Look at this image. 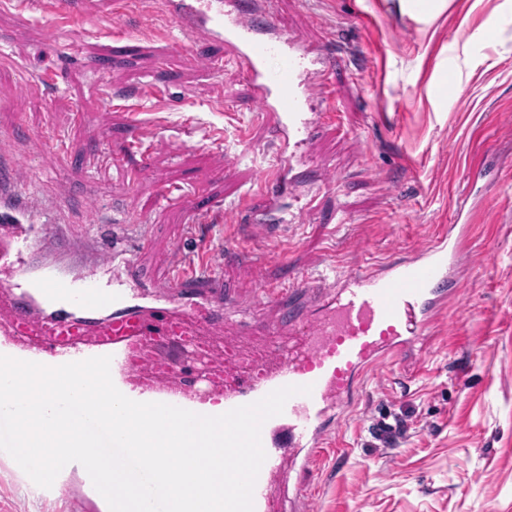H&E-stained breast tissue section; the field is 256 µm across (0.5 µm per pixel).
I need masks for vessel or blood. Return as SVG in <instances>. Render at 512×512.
Instances as JSON below:
<instances>
[{
    "instance_id": "b4317fda",
    "label": "vessel or blood",
    "mask_w": 512,
    "mask_h": 512,
    "mask_svg": "<svg viewBox=\"0 0 512 512\" xmlns=\"http://www.w3.org/2000/svg\"><path fill=\"white\" fill-rule=\"evenodd\" d=\"M210 0H173L182 25L233 49L262 108L279 115L282 162L266 174L271 192L308 140L304 104L308 62L294 41L258 38L257 19ZM282 66L266 72L268 58ZM19 160L0 157V354L58 366L110 356L117 389L140 402H160L204 415L254 403L287 386H311L261 429L266 452L253 491L254 512H309L306 473L354 404L363 376L387 358L411 354L427 336L449 295L463 255L454 231L385 266H360L282 288L254 289L255 303L282 320L231 319L232 298L214 265L172 266L160 285L143 283L125 249L94 251L72 238V257L44 252L45 221L14 194Z\"/></svg>"
}]
</instances>
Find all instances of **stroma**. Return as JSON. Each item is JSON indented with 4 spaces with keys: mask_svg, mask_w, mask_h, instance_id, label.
Segmentation results:
<instances>
[{
    "mask_svg": "<svg viewBox=\"0 0 512 512\" xmlns=\"http://www.w3.org/2000/svg\"><path fill=\"white\" fill-rule=\"evenodd\" d=\"M51 2L0 0V152L98 250L125 225L145 279L213 252L246 301L257 285L378 266L432 243L469 167L487 165L495 190L460 240L458 293L417 366L364 378L311 509L512 512V0H448L433 19L431 0H247L322 55L328 83L303 164L266 205L278 117L223 41L183 28L169 0H78L71 17ZM195 203L222 205V220L193 222ZM26 483L0 460V512H29ZM39 506L108 512L73 470Z\"/></svg>",
    "mask_w": 512,
    "mask_h": 512,
    "instance_id": "1",
    "label": "stroma"
}]
</instances>
